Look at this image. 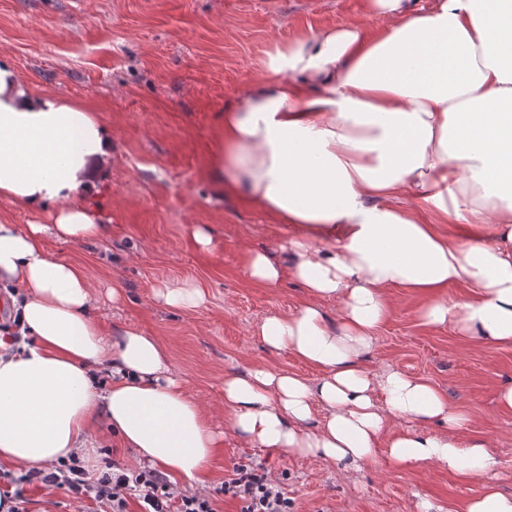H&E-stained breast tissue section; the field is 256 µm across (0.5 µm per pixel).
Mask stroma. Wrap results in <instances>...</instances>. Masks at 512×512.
<instances>
[{"label":"stroma","mask_w":512,"mask_h":512,"mask_svg":"<svg viewBox=\"0 0 512 512\" xmlns=\"http://www.w3.org/2000/svg\"><path fill=\"white\" fill-rule=\"evenodd\" d=\"M366 0H0V55L31 86L60 91L90 106L112 133V177L100 200L103 237L62 243L46 237L56 258L83 266L103 284L119 280L125 300L100 295L92 314L103 333L127 326L169 351L171 374L216 416L224 414V374L256 366L317 372L251 334L262 319L296 309L295 282L264 286L248 275V252L279 254L276 225L236 194H218L209 178L226 108L258 83L275 46L309 30L365 16ZM212 238L201 248L190 227ZM166 280L197 284L206 302L192 312L155 302ZM391 311L364 360L368 373L387 364L426 378L449 407L469 415L460 445L483 439L498 461L497 484L512 494V413L501 387L512 385V347L461 336L451 325L423 323L424 299L393 288ZM250 459L280 480L293 512H417L422 499L461 512L480 493L432 466L393 469L385 456L348 470L315 457L245 445L225 431L211 466L218 512H239L220 496L234 463ZM22 491L27 512H83L89 499L41 484L18 488L0 470V493Z\"/></svg>","instance_id":"stroma-1"}]
</instances>
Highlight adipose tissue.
<instances>
[{"instance_id":"adipose-tissue-1","label":"adipose tissue","mask_w":512,"mask_h":512,"mask_svg":"<svg viewBox=\"0 0 512 512\" xmlns=\"http://www.w3.org/2000/svg\"><path fill=\"white\" fill-rule=\"evenodd\" d=\"M366 20L310 31L262 66L269 87L225 109L215 142L220 189L242 194L284 233L280 259L247 269L306 298L253 334L314 367L307 379L259 367L224 376L227 424L246 443L356 469L435 465L479 479L463 512H512L486 442L460 446L466 422L427 380L363 359L405 288L430 324L512 347V0H367ZM112 171V134L83 105L40 92L0 57V202L35 215L0 223V284L26 342L0 355V465L24 473L85 451L104 427L152 466L205 486L223 446L211 415L170 375V353L133 328L105 336L90 314L86 269L52 256L45 234L87 242L104 233L92 200ZM441 224L471 226L468 241ZM464 289L451 302L448 287ZM192 311L187 281L155 289ZM336 302L329 324L323 302Z\"/></svg>"}]
</instances>
